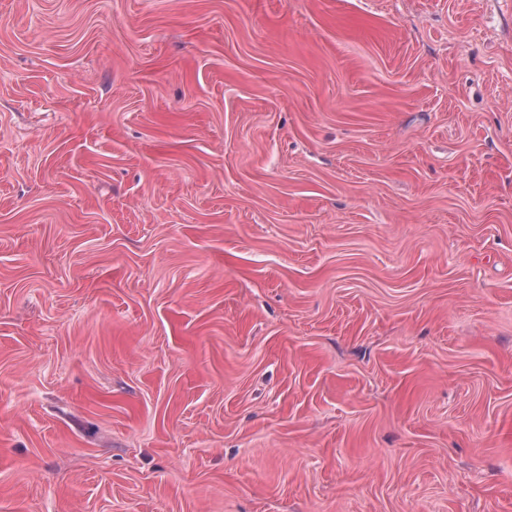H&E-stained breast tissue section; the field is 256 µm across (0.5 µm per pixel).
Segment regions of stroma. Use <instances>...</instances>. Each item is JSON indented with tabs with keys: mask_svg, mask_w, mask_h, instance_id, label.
I'll use <instances>...</instances> for the list:
<instances>
[{
	"mask_svg": "<svg viewBox=\"0 0 512 512\" xmlns=\"http://www.w3.org/2000/svg\"><path fill=\"white\" fill-rule=\"evenodd\" d=\"M0 512H512V0H0Z\"/></svg>",
	"mask_w": 512,
	"mask_h": 512,
	"instance_id": "obj_1",
	"label": "stroma"
}]
</instances>
